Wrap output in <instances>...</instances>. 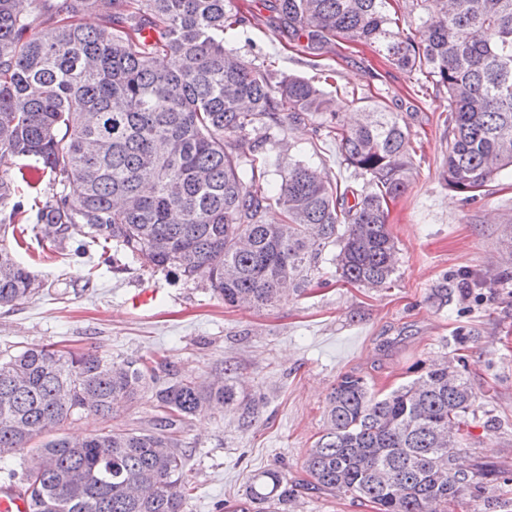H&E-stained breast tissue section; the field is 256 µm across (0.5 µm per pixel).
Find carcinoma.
I'll use <instances>...</instances> for the list:
<instances>
[{
  "label": "carcinoma",
  "instance_id": "carcinoma-1",
  "mask_svg": "<svg viewBox=\"0 0 512 512\" xmlns=\"http://www.w3.org/2000/svg\"><path fill=\"white\" fill-rule=\"evenodd\" d=\"M290 44L322 55L336 39L373 45L397 70L446 90L452 140L443 175L471 201L512 173V0H413L420 37L404 34L392 0H269ZM92 13L97 24L82 22ZM246 22L235 0H0V306L39 284L17 258L11 225L26 198L52 243L80 235L108 243L149 270L209 284L224 305L261 309L283 285L305 293L323 253L347 284L393 283L398 248L388 201L407 188L410 133L392 112L365 107L350 124L310 79L278 74L224 46ZM156 34L147 40V32ZM311 122L336 140L339 164L363 178L340 190L296 162L273 188L276 161L256 125ZM281 210L267 222L272 207ZM168 363L116 361L51 345L0 359V462L29 450L35 469L11 473L33 512H184L192 487L180 433L212 403L248 414L224 379L184 376L153 393L151 429L103 427L82 439L68 420H106L157 382ZM444 361L381 395L361 376L331 391L324 433L302 464L311 485L376 512H442L476 485L477 472L439 461L466 446L475 394ZM48 435L36 448L34 436ZM252 503L288 505V478L254 475Z\"/></svg>",
  "mask_w": 512,
  "mask_h": 512
}]
</instances>
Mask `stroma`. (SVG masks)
<instances>
[{
  "label": "stroma",
  "instance_id": "stroma-1",
  "mask_svg": "<svg viewBox=\"0 0 512 512\" xmlns=\"http://www.w3.org/2000/svg\"><path fill=\"white\" fill-rule=\"evenodd\" d=\"M245 25L227 30L226 47L257 65L307 78L333 70L323 89L342 114L359 104L395 113L416 153L406 191L388 203V229L399 248L396 280L375 291L338 281L323 265L306 293L275 306H224L203 281L140 267L124 256L90 269L72 242L52 249L28 222L19 258L38 292L0 307V351L55 345L112 359L150 353L167 360L170 377H234L256 403L208 410L185 426L186 470L195 490L184 512H249L250 477L268 469L288 476V512H374L370 503L313 489L302 462L325 428L326 397L345 374L390 391L444 357H457L475 392L472 443L460 458L512 474V176L504 174L476 201L463 203L443 179L452 139L445 92L419 91L374 47L336 41L313 57L281 42L265 0H236ZM281 162L304 161L346 182L336 142L325 131L288 120L260 128ZM451 288L448 305L432 293ZM156 292L146 310L129 298ZM448 512H512V482L484 475Z\"/></svg>",
  "mask_w": 512,
  "mask_h": 512
}]
</instances>
